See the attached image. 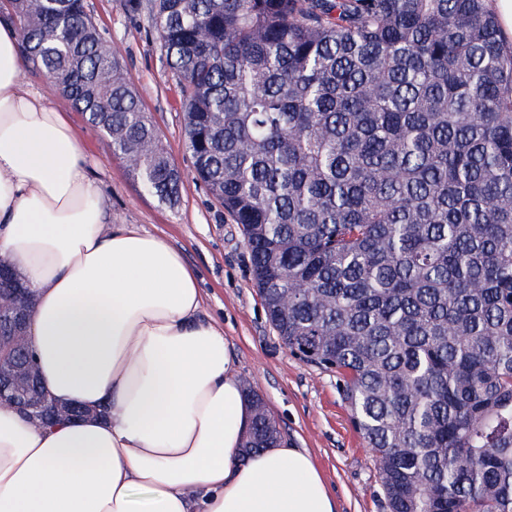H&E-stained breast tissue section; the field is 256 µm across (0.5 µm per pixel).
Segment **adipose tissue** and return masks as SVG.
I'll list each match as a JSON object with an SVG mask.
<instances>
[{"instance_id":"1","label":"adipose tissue","mask_w":512,"mask_h":512,"mask_svg":"<svg viewBox=\"0 0 512 512\" xmlns=\"http://www.w3.org/2000/svg\"><path fill=\"white\" fill-rule=\"evenodd\" d=\"M19 42L0 23V258L35 298L44 391L90 414L38 426L0 408V512H336L306 449L244 456L250 408L195 272L109 223L72 126L21 80Z\"/></svg>"}]
</instances>
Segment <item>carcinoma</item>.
Segmentation results:
<instances>
[{"label": "carcinoma", "mask_w": 512, "mask_h": 512, "mask_svg": "<svg viewBox=\"0 0 512 512\" xmlns=\"http://www.w3.org/2000/svg\"><path fill=\"white\" fill-rule=\"evenodd\" d=\"M269 322L342 382L385 512H512V45L486 0H128ZM26 62L159 202L181 174L86 0H8ZM245 453L282 439L264 400Z\"/></svg>", "instance_id": "carcinoma-1"}]
</instances>
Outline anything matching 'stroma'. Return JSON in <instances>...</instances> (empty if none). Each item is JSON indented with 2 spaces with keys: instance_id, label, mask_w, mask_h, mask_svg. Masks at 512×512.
I'll list each match as a JSON object with an SVG mask.
<instances>
[{
  "instance_id": "obj_1",
  "label": "stroma",
  "mask_w": 512,
  "mask_h": 512,
  "mask_svg": "<svg viewBox=\"0 0 512 512\" xmlns=\"http://www.w3.org/2000/svg\"><path fill=\"white\" fill-rule=\"evenodd\" d=\"M87 4L120 51L170 162L182 174L178 204H162L144 191L108 140L70 102L52 93L44 72L25 68L23 82L66 113L108 199L113 223L135 224L165 238L197 271L203 314L223 324L240 379L262 395L283 440L307 449L321 468L336 512H385L373 454L350 422L335 373L303 362L281 341L253 280L241 226L194 180L179 81L164 64L156 32L145 18L127 12L126 0Z\"/></svg>"
}]
</instances>
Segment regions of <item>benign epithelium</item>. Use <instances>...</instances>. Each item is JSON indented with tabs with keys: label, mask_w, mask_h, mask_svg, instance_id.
I'll list each match as a JSON object with an SVG mask.
<instances>
[{
	"label": "benign epithelium",
	"mask_w": 512,
	"mask_h": 512,
	"mask_svg": "<svg viewBox=\"0 0 512 512\" xmlns=\"http://www.w3.org/2000/svg\"><path fill=\"white\" fill-rule=\"evenodd\" d=\"M10 275L11 270L0 264V408L13 409L37 425L82 416L79 407L49 406L39 389L27 336L30 292L4 285Z\"/></svg>",
	"instance_id": "7a95c632"
}]
</instances>
